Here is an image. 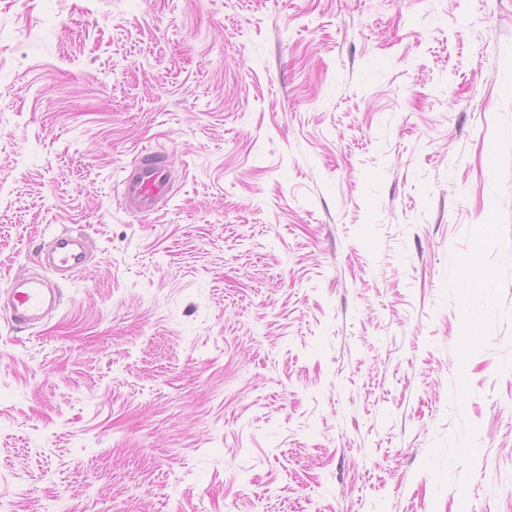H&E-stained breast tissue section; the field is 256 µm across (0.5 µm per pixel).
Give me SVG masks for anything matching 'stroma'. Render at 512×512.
Masks as SVG:
<instances>
[{
	"label": "stroma",
	"mask_w": 512,
	"mask_h": 512,
	"mask_svg": "<svg viewBox=\"0 0 512 512\" xmlns=\"http://www.w3.org/2000/svg\"><path fill=\"white\" fill-rule=\"evenodd\" d=\"M65 229L0 512H512V0H0V291ZM124 171L121 204L127 212L149 215L167 204L175 180L164 152L144 153ZM41 253L44 255L45 264L53 273L72 278L86 267L91 245L85 235L63 231L53 236L43 246Z\"/></svg>",
	"instance_id": "stroma-1"
}]
</instances>
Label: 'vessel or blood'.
I'll list each match as a JSON object with an SVG mask.
<instances>
[{"label": "vessel or blood", "instance_id": "obj_1", "mask_svg": "<svg viewBox=\"0 0 512 512\" xmlns=\"http://www.w3.org/2000/svg\"><path fill=\"white\" fill-rule=\"evenodd\" d=\"M122 206L134 215H148L161 209L173 192L174 175L167 156L161 151L142 154L122 180ZM44 262L50 276L20 274L6 289L0 313L16 329L32 327L57 311L62 304L58 277H73L89 260L91 245L80 233L64 231L53 236L43 247Z\"/></svg>", "mask_w": 512, "mask_h": 512}]
</instances>
